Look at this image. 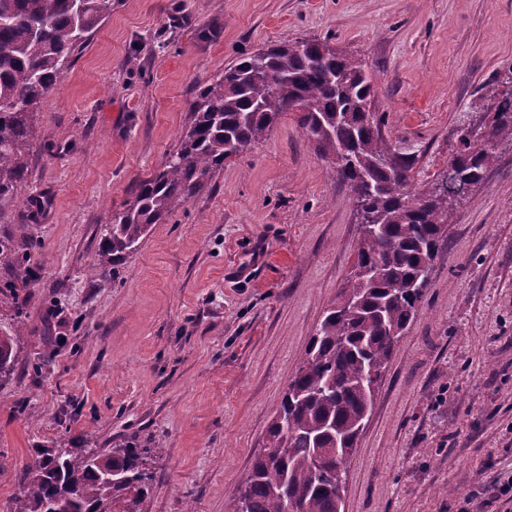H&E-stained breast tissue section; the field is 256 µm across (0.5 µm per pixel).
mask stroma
I'll use <instances>...</instances> for the list:
<instances>
[{"mask_svg":"<svg viewBox=\"0 0 512 512\" xmlns=\"http://www.w3.org/2000/svg\"><path fill=\"white\" fill-rule=\"evenodd\" d=\"M215 36L201 39L202 28ZM329 41L425 188L512 68V0H112L37 108L0 236L31 247L20 362L0 384V512L33 449H159L139 512H234L288 381L357 262L356 211L294 113L152 225L115 279L103 229L160 171L199 85ZM512 145L456 207L347 467L344 512H512Z\"/></svg>","mask_w":512,"mask_h":512,"instance_id":"stroma-1","label":"stroma"}]
</instances>
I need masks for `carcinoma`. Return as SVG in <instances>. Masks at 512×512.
I'll list each match as a JSON object with an SVG mask.
<instances>
[{"label":"carcinoma","mask_w":512,"mask_h":512,"mask_svg":"<svg viewBox=\"0 0 512 512\" xmlns=\"http://www.w3.org/2000/svg\"><path fill=\"white\" fill-rule=\"evenodd\" d=\"M112 12V0H0V202L28 172L33 117L75 51ZM375 82L362 61L324 40L269 44L240 57L199 87L190 120L162 171L139 182L112 216L90 273H115L176 208L202 193L224 162L255 147L278 118L296 114L336 182L372 219L359 225L356 268L311 336L267 431V445L234 494L235 512H342L347 467L398 339L423 301L444 227L505 142L512 143V89L484 131L458 136L454 158L422 191L371 110ZM31 255L0 238V264L22 282ZM17 323L0 331V381L18 363L23 336L16 290L6 296ZM158 448L109 451L35 448L22 475V512H137L154 480Z\"/></svg>","instance_id":"cac0c4a2"}]
</instances>
